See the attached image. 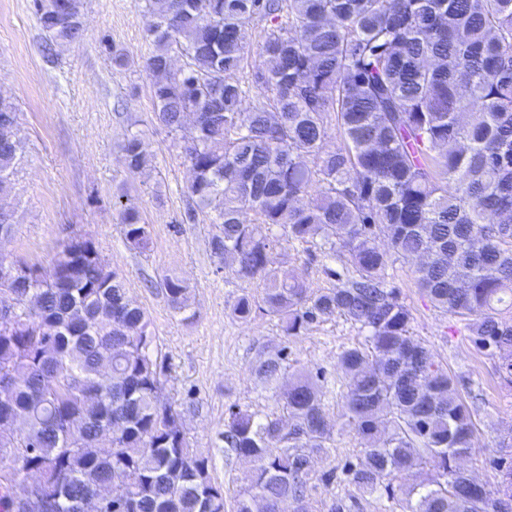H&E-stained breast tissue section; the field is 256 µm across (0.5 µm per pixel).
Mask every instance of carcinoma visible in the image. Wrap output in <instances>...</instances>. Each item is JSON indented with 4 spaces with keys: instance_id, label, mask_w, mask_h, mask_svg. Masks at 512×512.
<instances>
[{
    "instance_id": "1",
    "label": "carcinoma",
    "mask_w": 512,
    "mask_h": 512,
    "mask_svg": "<svg viewBox=\"0 0 512 512\" xmlns=\"http://www.w3.org/2000/svg\"><path fill=\"white\" fill-rule=\"evenodd\" d=\"M33 9L44 52L83 39L84 0ZM145 13L153 123L190 172L185 220L205 215L216 269L261 288L232 316L279 327L252 368L279 412L225 413L226 452L251 464L235 512H313V492L332 480L314 456L344 429L358 444L344 480L364 494L403 512H512V427L487 449L495 483L475 481L462 465L475 452L474 409L414 335L390 273L394 257L417 261L420 293L461 318L512 388V0H145ZM255 89L264 101L249 106ZM122 151L129 174L154 168L142 131ZM24 152L19 109L0 95V240L12 236L1 201ZM125 196L121 231L143 251L150 225ZM313 242L341 264L324 269L332 288L289 268L288 249ZM13 262L29 280L0 281L18 317L0 331V459L12 463L0 471V512H23L21 473L38 475L45 512H69L116 478L124 507L105 512H226L211 458L157 397L168 366L150 317L94 239L70 237L48 270ZM160 287L193 322L188 284L166 276ZM336 316L364 336L338 354L336 392L308 370L282 386L288 341ZM321 512L360 506L334 496Z\"/></svg>"
}]
</instances>
